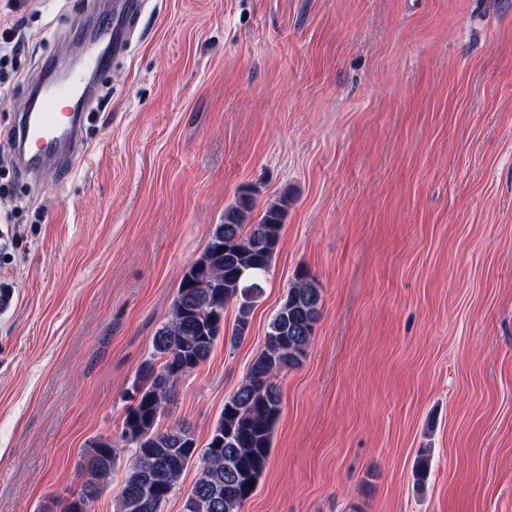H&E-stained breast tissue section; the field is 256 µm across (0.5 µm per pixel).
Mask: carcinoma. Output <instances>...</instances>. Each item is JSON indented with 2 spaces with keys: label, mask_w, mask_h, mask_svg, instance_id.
Masks as SVG:
<instances>
[{
  "label": "carcinoma",
  "mask_w": 512,
  "mask_h": 512,
  "mask_svg": "<svg viewBox=\"0 0 512 512\" xmlns=\"http://www.w3.org/2000/svg\"><path fill=\"white\" fill-rule=\"evenodd\" d=\"M288 197L267 204L247 223L253 198L242 195L224 210L200 255L184 270L170 318L152 339V359L139 369L120 434L131 445L119 497V512H162L182 472L200 459L183 512H241L266 468L272 434L281 413L273 379L306 357L319 319L322 295L314 280L299 272L269 322L264 349L245 379L224 402L204 448L184 422L163 426L170 393L182 376L205 362L219 340L235 345L248 335L250 315L281 241ZM235 301L231 333L224 309ZM118 445L97 441L79 466L81 487L63 512H90L102 479L112 474Z\"/></svg>",
  "instance_id": "1"
}]
</instances>
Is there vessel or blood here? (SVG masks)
Masks as SVG:
<instances>
[{
	"instance_id": "1",
	"label": "vessel or blood",
	"mask_w": 512,
	"mask_h": 512,
	"mask_svg": "<svg viewBox=\"0 0 512 512\" xmlns=\"http://www.w3.org/2000/svg\"><path fill=\"white\" fill-rule=\"evenodd\" d=\"M145 0H112L111 9L102 11L98 38L105 52H87L79 68L58 78L43 77L32 85L31 107L15 118L12 149L20 170L29 177L52 166L72 169L82 156L84 116L95 98V81L115 59L125 56L131 46L130 28L141 16Z\"/></svg>"
}]
</instances>
